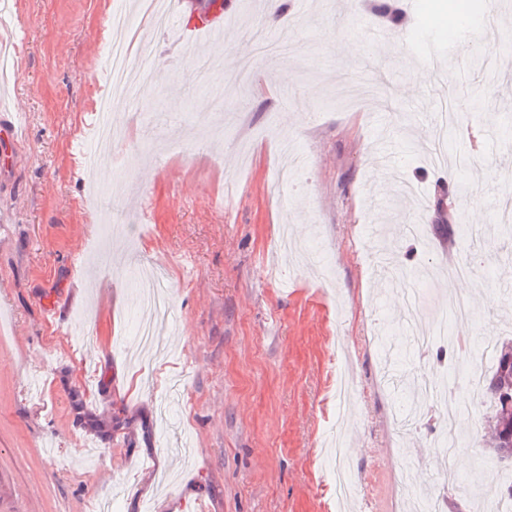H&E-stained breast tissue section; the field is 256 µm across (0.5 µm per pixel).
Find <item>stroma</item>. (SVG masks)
Here are the masks:
<instances>
[{"mask_svg": "<svg viewBox=\"0 0 512 512\" xmlns=\"http://www.w3.org/2000/svg\"><path fill=\"white\" fill-rule=\"evenodd\" d=\"M249 2L224 0L236 19L204 83L170 30L145 35L132 0H0V113L20 134L0 156V512H337L324 444L344 366L358 512H405L394 474L409 465L448 512L497 489L489 473L472 494L445 490L440 411L394 420L411 396L391 374L440 372L456 393L460 355L447 347L443 371L414 350L377 245L438 271L416 284L424 320L461 295L472 315L449 331L512 340V235L497 220L512 200V0H400L397 31L360 0ZM115 12L152 79L112 111L107 152L86 111L108 92ZM454 14L442 51L469 92L445 172L414 134H431L445 96L418 82L424 24ZM472 95L476 171L458 166ZM288 139L306 159L297 190L277 182ZM384 150L422 211L377 184ZM474 211L482 241L465 233ZM460 263L470 278L450 277Z\"/></svg>", "mask_w": 512, "mask_h": 512, "instance_id": "35a3bbf8", "label": "stroma"}]
</instances>
